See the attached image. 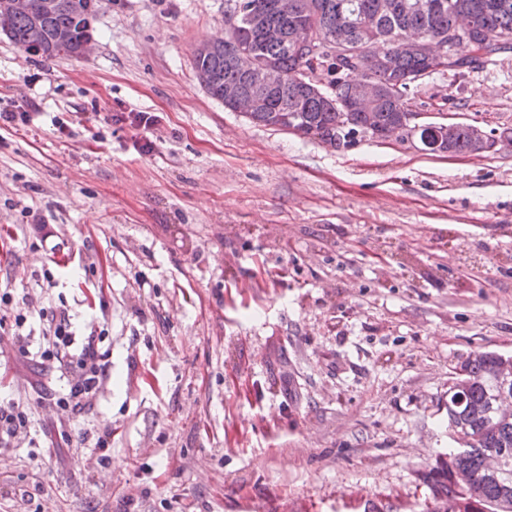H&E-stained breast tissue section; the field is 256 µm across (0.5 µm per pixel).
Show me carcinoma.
Returning <instances> with one entry per match:
<instances>
[{
  "label": "carcinoma",
  "mask_w": 512,
  "mask_h": 512,
  "mask_svg": "<svg viewBox=\"0 0 512 512\" xmlns=\"http://www.w3.org/2000/svg\"><path fill=\"white\" fill-rule=\"evenodd\" d=\"M40 0H31V9L13 17L5 37L27 49L39 34L41 56L52 59L60 55L80 56L81 43L92 34L87 17H95L97 0H63L53 13L39 8ZM232 6L224 10V38L214 41L212 51L194 60V68L206 75L204 88L211 97L221 100L224 89L234 88L238 95L259 104L250 113L249 121L262 127L288 131V125L302 130L310 138L334 148L348 146L356 133L366 126L378 131L395 126L408 109L410 89L402 86L382 97L374 112H355L354 126L338 130L340 115L332 100L349 94L358 80L372 83L379 89L389 81L381 59L394 49L395 40L405 33L448 38L461 15L476 16L479 31L461 47L460 59L446 65L442 74H465V68L479 61L480 56L498 53L507 39L512 40V0H288V16H272L270 20L285 30L282 39H265L252 31L254 6L268 0H225ZM309 24L325 39L341 40L343 51L356 57L348 65L336 52L308 56L291 38L301 24ZM59 30L71 33L64 46L54 41ZM253 33L252 48L257 57L271 61L283 73L284 80L269 88L248 77L239 69L237 56L243 35ZM402 72L421 70L428 66L417 51L396 56ZM321 81L328 76L326 96L307 90L298 80L302 72ZM477 150L471 128L459 126L448 140L446 152L462 155ZM499 360L498 354L476 351L461 364L462 388L448 390V430L451 434L466 430L468 439L448 452L436 466L422 474L432 492L433 501L427 512H440L438 499L456 494L463 503L461 512H512V472L498 477L484 469L488 454L497 451L512 459V418L493 419V383L491 375ZM466 471L478 495L472 499L467 491L456 488L454 475Z\"/></svg>",
  "instance_id": "obj_1"
}]
</instances>
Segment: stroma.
<instances>
[{
  "label": "stroma",
  "mask_w": 512,
  "mask_h": 512,
  "mask_svg": "<svg viewBox=\"0 0 512 512\" xmlns=\"http://www.w3.org/2000/svg\"><path fill=\"white\" fill-rule=\"evenodd\" d=\"M92 26L79 58L0 36V112L33 115L0 129V400L29 409L0 512H424L450 374L512 356V151L249 123L194 71L224 0H99ZM409 109L512 128V49ZM62 307L111 362L77 417L71 369L13 339Z\"/></svg>",
  "instance_id": "1"
}]
</instances>
